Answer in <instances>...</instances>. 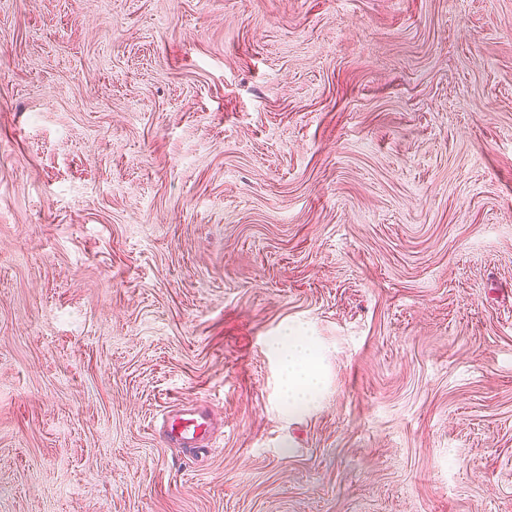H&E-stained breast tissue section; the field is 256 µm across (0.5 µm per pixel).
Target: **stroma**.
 Here are the masks:
<instances>
[{
  "instance_id": "obj_1",
  "label": "stroma",
  "mask_w": 512,
  "mask_h": 512,
  "mask_svg": "<svg viewBox=\"0 0 512 512\" xmlns=\"http://www.w3.org/2000/svg\"><path fill=\"white\" fill-rule=\"evenodd\" d=\"M0 512H512V0H0ZM281 350L287 365L286 403L289 408H298L313 397L316 388L315 377L308 368V347L301 336H288V343H282ZM171 413L164 423L166 440L182 448L201 449L199 444L211 428L209 411L203 406H190Z\"/></svg>"
}]
</instances>
